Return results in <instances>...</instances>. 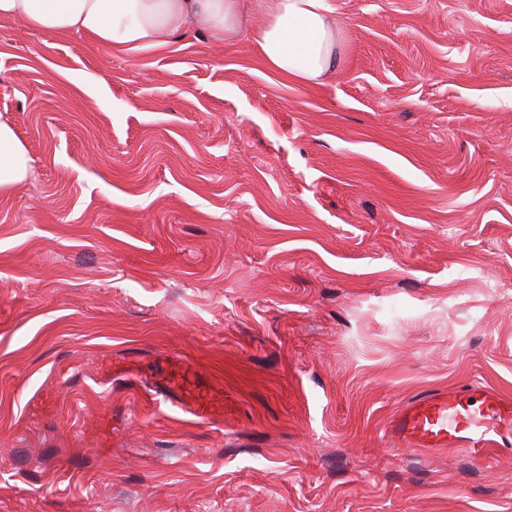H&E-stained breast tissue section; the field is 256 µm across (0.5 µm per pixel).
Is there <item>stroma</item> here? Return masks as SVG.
<instances>
[{"label":"stroma","mask_w":512,"mask_h":512,"mask_svg":"<svg viewBox=\"0 0 512 512\" xmlns=\"http://www.w3.org/2000/svg\"><path fill=\"white\" fill-rule=\"evenodd\" d=\"M334 2L320 86L243 37L0 22L33 166L0 196V512H512V443L384 436L422 394L512 398V0ZM164 348L223 420L154 400Z\"/></svg>","instance_id":"1"}]
</instances>
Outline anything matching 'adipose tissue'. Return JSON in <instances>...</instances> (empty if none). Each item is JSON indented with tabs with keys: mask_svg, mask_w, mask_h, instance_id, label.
I'll return each mask as SVG.
<instances>
[{
	"mask_svg": "<svg viewBox=\"0 0 512 512\" xmlns=\"http://www.w3.org/2000/svg\"><path fill=\"white\" fill-rule=\"evenodd\" d=\"M334 10L332 0H0V20L87 35L120 53L163 48L190 31L217 45L244 32L269 73L298 85L323 82L341 64ZM31 175L27 148L0 120V195Z\"/></svg>",
	"mask_w": 512,
	"mask_h": 512,
	"instance_id": "1",
	"label": "adipose tissue"
}]
</instances>
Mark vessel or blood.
<instances>
[{
  "instance_id": "vessel-or-blood-1",
  "label": "vessel or blood",
  "mask_w": 512,
  "mask_h": 512,
  "mask_svg": "<svg viewBox=\"0 0 512 512\" xmlns=\"http://www.w3.org/2000/svg\"><path fill=\"white\" fill-rule=\"evenodd\" d=\"M161 361L158 389L165 401L196 423L223 418L222 390L207 385L182 356L165 352ZM388 433L404 448H462L482 463L498 442L512 440V400L481 385L424 394L393 416Z\"/></svg>"
}]
</instances>
